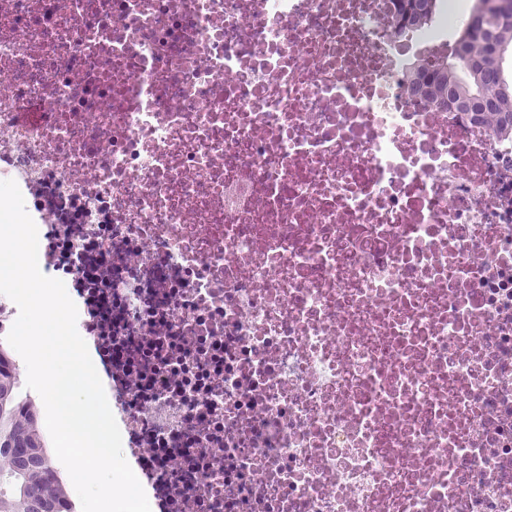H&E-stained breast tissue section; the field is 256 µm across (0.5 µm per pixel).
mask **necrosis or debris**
Instances as JSON below:
<instances>
[{
	"instance_id": "4bbe7bcc",
	"label": "necrosis or debris",
	"mask_w": 512,
	"mask_h": 512,
	"mask_svg": "<svg viewBox=\"0 0 512 512\" xmlns=\"http://www.w3.org/2000/svg\"><path fill=\"white\" fill-rule=\"evenodd\" d=\"M389 0H0V181L151 512H512V141Z\"/></svg>"
}]
</instances>
